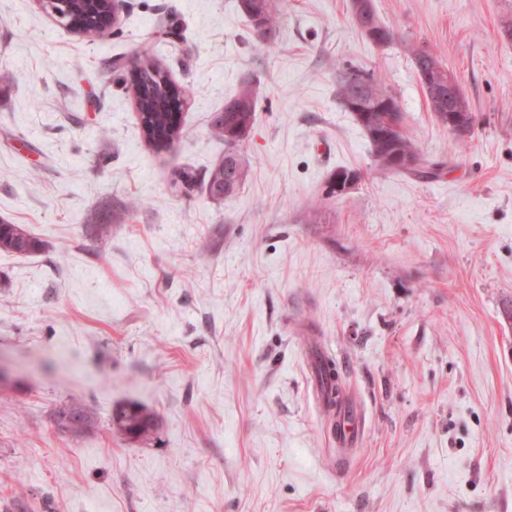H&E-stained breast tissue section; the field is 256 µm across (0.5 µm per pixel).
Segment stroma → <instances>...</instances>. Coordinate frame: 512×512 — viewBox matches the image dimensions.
I'll return each instance as SVG.
<instances>
[{
  "instance_id": "obj_1",
  "label": "stroma",
  "mask_w": 512,
  "mask_h": 512,
  "mask_svg": "<svg viewBox=\"0 0 512 512\" xmlns=\"http://www.w3.org/2000/svg\"><path fill=\"white\" fill-rule=\"evenodd\" d=\"M374 5L400 43L348 0H288L267 47L239 0H125L104 42L0 0V218L44 243L0 252V512H512V0ZM409 43L459 78L470 132L430 112ZM145 46L184 99L161 151L112 66ZM342 63L381 71L437 175L379 169ZM247 80L250 176L217 202L210 118ZM340 168L361 179L328 195ZM316 345L365 414L346 456ZM73 399L80 436L53 423ZM124 401L150 441L112 431ZM357 1L355 5V11L353 12V5L350 1V15L351 21L355 24L354 18L357 22V25L368 35H373L375 33L374 29L370 27L374 21V12L373 7L370 0H354ZM356 25V24H355ZM360 34L373 43V40L369 38L365 33L361 32L360 29L356 26ZM66 412L70 414L71 419L62 415ZM60 415H62L61 422L63 426L70 421L67 430H70V433L74 435H81L95 424L92 411L82 401L71 400L56 409L53 414L54 423H56ZM110 423L117 433L128 439L133 436L142 441L155 434L157 428L154 414L134 402L115 405L110 415Z\"/></svg>"
}]
</instances>
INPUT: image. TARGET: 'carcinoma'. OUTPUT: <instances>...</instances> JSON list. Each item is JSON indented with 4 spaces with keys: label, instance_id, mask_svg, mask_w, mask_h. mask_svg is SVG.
Wrapping results in <instances>:
<instances>
[{
    "label": "carcinoma",
    "instance_id": "obj_1",
    "mask_svg": "<svg viewBox=\"0 0 512 512\" xmlns=\"http://www.w3.org/2000/svg\"><path fill=\"white\" fill-rule=\"evenodd\" d=\"M286 0H240L241 10L248 18L256 42L260 46L273 44L279 34L282 13ZM416 72L432 67L446 68L440 56L430 50L409 47ZM124 81L136 90L141 134L144 140L156 149L165 148L180 138V126L170 120L172 108L180 105V90L175 88L168 70L143 47L138 53V67L126 73ZM340 101L346 111L353 114L364 130L371 151L379 167L385 171L413 173L430 176L438 164L428 160L417 144L406 135L396 134L400 150L410 154L414 163L409 167H396L390 155L396 142L373 128L371 116L386 109V104L377 99L387 93L385 78L376 70L346 65L339 73ZM257 97L253 85L244 83L225 104L224 111L213 115L211 134L224 141V157L210 168L206 190L214 200L235 195L249 176V165L241 150L245 139L254 130ZM43 249V241L22 224H12L0 219V251L16 255H32ZM71 416L68 430L74 435L86 432L95 424L90 408L81 401L72 400L54 411L53 419L64 413ZM113 430L125 436H137L147 440L156 431V419L145 407L134 403H120L113 407L110 415Z\"/></svg>",
    "mask_w": 512,
    "mask_h": 512
}]
</instances>
